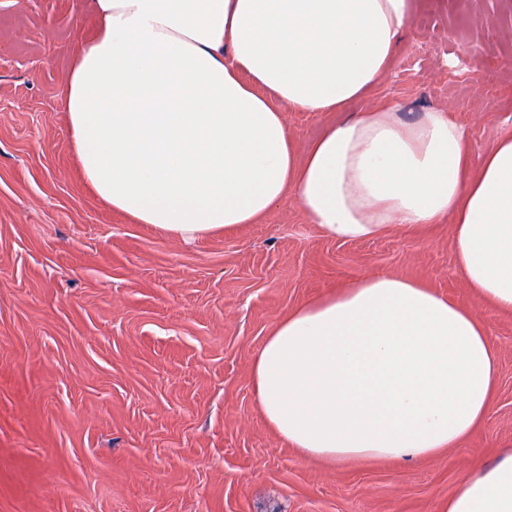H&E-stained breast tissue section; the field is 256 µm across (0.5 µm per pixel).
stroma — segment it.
Instances as JSON below:
<instances>
[{
    "label": "stroma",
    "mask_w": 512,
    "mask_h": 512,
    "mask_svg": "<svg viewBox=\"0 0 512 512\" xmlns=\"http://www.w3.org/2000/svg\"><path fill=\"white\" fill-rule=\"evenodd\" d=\"M85 0H0V512H444L512 450V314L479 306L448 223L343 242L285 199L183 243L86 185L61 97ZM446 110L476 172L512 135V0H416L386 78L351 109ZM368 273L478 309L500 377L439 458H304L263 418L252 364L294 306Z\"/></svg>",
    "instance_id": "35a3bbf8"
}]
</instances>
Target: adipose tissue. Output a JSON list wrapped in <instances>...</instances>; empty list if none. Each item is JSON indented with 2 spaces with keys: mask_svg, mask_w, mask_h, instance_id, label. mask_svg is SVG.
I'll return each mask as SVG.
<instances>
[{
  "mask_svg": "<svg viewBox=\"0 0 512 512\" xmlns=\"http://www.w3.org/2000/svg\"><path fill=\"white\" fill-rule=\"evenodd\" d=\"M61 108L113 210L192 241L286 197L328 237L449 221L479 304L512 314V136L468 174L447 112L349 106L385 76L411 0H91ZM338 112L305 151L285 109ZM496 350L477 310L380 273L288 312L252 365L260 410L326 462L433 458L490 411ZM445 512H512V452L466 472Z\"/></svg>",
  "mask_w": 512,
  "mask_h": 512,
  "instance_id": "1",
  "label": "adipose tissue"
}]
</instances>
